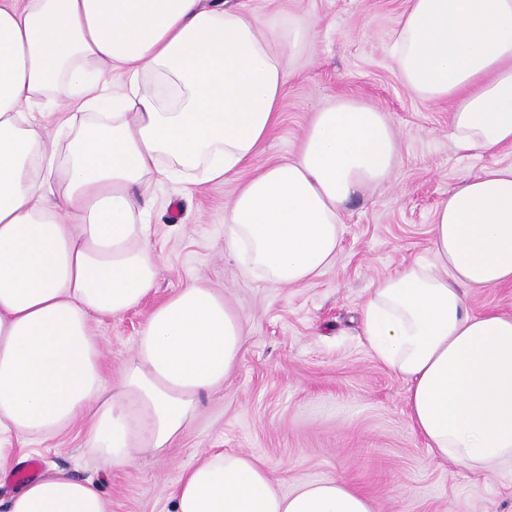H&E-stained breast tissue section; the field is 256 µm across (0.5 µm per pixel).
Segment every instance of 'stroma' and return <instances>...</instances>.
<instances>
[{"label": "stroma", "instance_id": "1", "mask_svg": "<svg viewBox=\"0 0 512 512\" xmlns=\"http://www.w3.org/2000/svg\"><path fill=\"white\" fill-rule=\"evenodd\" d=\"M248 3L310 30L287 64L278 126L237 178L154 189L151 242L166 259L155 291L126 315L92 323L106 373H118L154 305L196 278L223 288L246 322L242 362L164 456L115 470L86 454L85 432L73 426L39 443V467L93 478L112 512H168L181 470L221 449L261 457L285 491L341 479L374 512H512V470L476 474L432 457L409 425L403 382L372 355L359 324L373 283L429 258L432 215L449 190L512 163V146L457 150L448 106L420 101L400 81L389 46L405 0ZM340 97L373 104L394 125L389 179L348 205L336 261L320 277L279 287L245 275L224 254L225 207L240 182L292 156L313 112Z\"/></svg>", "mask_w": 512, "mask_h": 512}]
</instances>
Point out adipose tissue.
<instances>
[{
	"label": "adipose tissue",
	"instance_id": "adipose-tissue-1",
	"mask_svg": "<svg viewBox=\"0 0 512 512\" xmlns=\"http://www.w3.org/2000/svg\"><path fill=\"white\" fill-rule=\"evenodd\" d=\"M306 31L216 0H0V475L27 447L81 425L115 469L163 456L202 395L239 367L247 327L223 289L191 280L151 312L108 383L94 320L138 308L164 259L147 186L240 172L273 133ZM405 86L452 106L459 150L512 145V0H406L390 46ZM69 127L66 143L52 127ZM385 113L340 98L293 157L238 188L224 251L288 287L333 265L351 200L387 179ZM433 258L377 281L365 340L406 384L412 430L437 458L512 467V315L473 313L470 290L512 286V164L453 188ZM169 512H373L341 479L279 488L254 455L184 468ZM0 512H110L92 479L56 467L0 497Z\"/></svg>",
	"mask_w": 512,
	"mask_h": 512
}]
</instances>
